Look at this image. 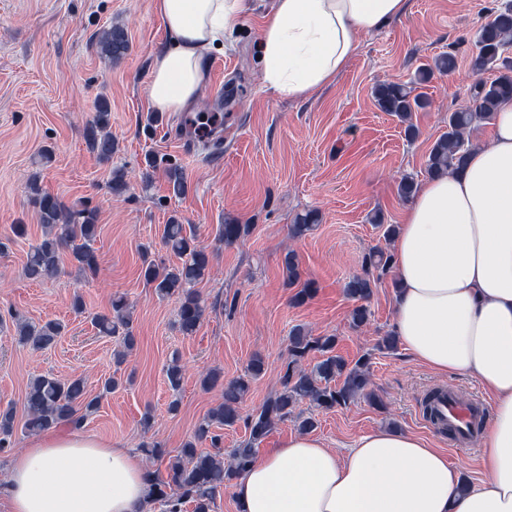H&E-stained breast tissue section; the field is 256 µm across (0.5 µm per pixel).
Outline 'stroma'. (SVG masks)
Returning <instances> with one entry per match:
<instances>
[{"label": "stroma", "instance_id": "obj_1", "mask_svg": "<svg viewBox=\"0 0 512 512\" xmlns=\"http://www.w3.org/2000/svg\"><path fill=\"white\" fill-rule=\"evenodd\" d=\"M506 0H407L400 17L361 35L357 51L335 83L305 101L288 100L265 89L257 63L260 16L268 0H251L223 50L208 57L200 99L183 115L164 114L148 126L152 113L147 84L154 52L167 32L154 0H0V407L23 415L30 378L52 374L84 377L98 391L110 377L121 389L104 398L87 417L82 432L138 450L157 442L176 455L217 403L219 390L204 389L202 373L219 369L225 379L241 375L252 355L261 354L266 373L254 382L242 414L258 410L279 388L288 356V336L301 324L312 335L333 334L336 351L347 361L371 352V374L383 405L357 400L322 410L300 404L317 421L315 434L329 447L350 445L377 428L410 431L434 440L465 481L483 478L479 450L437 431L425 418L421 401L436 387L492 404L473 379L438 376L396 347L375 350L379 336L393 331L394 275L383 276L369 301L370 322L352 328V302L344 285L361 274L374 248L389 249L384 227L399 224L405 202L398 195L401 175L423 178L433 141L448 129V114L463 107L478 79L472 68L477 30ZM112 24L123 26L129 49L118 61L100 57L93 40ZM456 56L449 75H434L422 90L429 107L414 113L419 129L407 139L402 123L381 112L371 89L377 82L414 78L418 68L443 52ZM112 112L117 150L103 162L91 151L85 128L98 98ZM222 111L219 149L203 147L200 128L189 119ZM52 147L42 160L43 147ZM157 165L147 169V156ZM181 167L188 190L172 196L166 170ZM123 170L127 188L113 194V171ZM38 174L41 186L67 206L97 209L95 243L98 270L76 280L70 256L58 276L34 282L24 273L27 255L44 229L28 202L25 184ZM150 183H143V176ZM318 211L320 222L306 237L290 239L297 214ZM380 215L381 225L371 224ZM196 227L213 258L198 285L206 310L196 332L178 329V303L159 298L146 285L144 261L172 265L177 256L163 243L170 217ZM247 224L251 232L236 244L217 240L220 224ZM28 233L13 239L12 227ZM295 250L302 280L317 293L303 305L284 285L283 259ZM132 306L137 344L123 364L112 352L119 336L100 334L95 316L110 311L113 295ZM81 298L82 310L72 301ZM33 323L56 320L64 330L49 349L34 351L14 337L13 316ZM180 357L186 372L171 390L166 368ZM177 411H169L170 402ZM151 412L150 429L141 417Z\"/></svg>", "mask_w": 512, "mask_h": 512}]
</instances>
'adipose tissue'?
I'll return each instance as SVG.
<instances>
[{"label":"adipose tissue","instance_id":"1","mask_svg":"<svg viewBox=\"0 0 512 512\" xmlns=\"http://www.w3.org/2000/svg\"><path fill=\"white\" fill-rule=\"evenodd\" d=\"M407 0H271L257 59L266 89L306 100L331 85L360 35ZM170 39L151 61L148 98L181 113L198 98L207 52L224 46L249 0H154ZM394 334L437 374L479 383L493 402L478 445L485 477L462 488L443 449L376 429L345 452L311 434L253 459L233 486L239 512H512V100L462 172L416 185L391 243ZM146 470L130 449L74 430L30 440L0 487L5 512H144Z\"/></svg>","mask_w":512,"mask_h":512}]
</instances>
